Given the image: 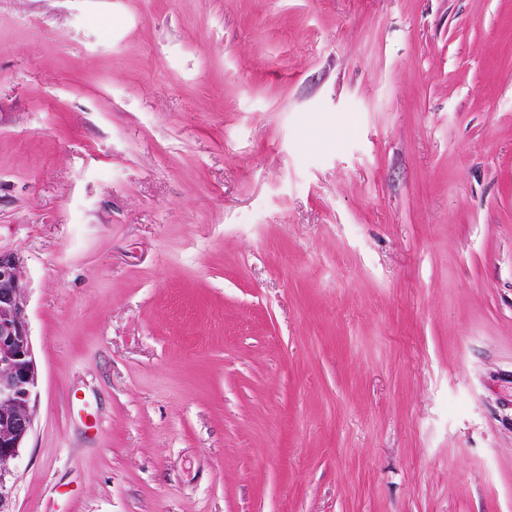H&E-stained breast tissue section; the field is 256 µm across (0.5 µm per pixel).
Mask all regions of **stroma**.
<instances>
[{"instance_id":"35a3bbf8","label":"stroma","mask_w":512,"mask_h":512,"mask_svg":"<svg viewBox=\"0 0 512 512\" xmlns=\"http://www.w3.org/2000/svg\"><path fill=\"white\" fill-rule=\"evenodd\" d=\"M10 512H512V0H0ZM21 258L0 249V511L11 463L32 431L38 369L23 299Z\"/></svg>"}]
</instances>
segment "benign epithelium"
Wrapping results in <instances>:
<instances>
[{"instance_id": "7a95c632", "label": "benign epithelium", "mask_w": 512, "mask_h": 512, "mask_svg": "<svg viewBox=\"0 0 512 512\" xmlns=\"http://www.w3.org/2000/svg\"><path fill=\"white\" fill-rule=\"evenodd\" d=\"M37 386L21 258L0 250V512L10 465L32 431L31 402Z\"/></svg>"}]
</instances>
